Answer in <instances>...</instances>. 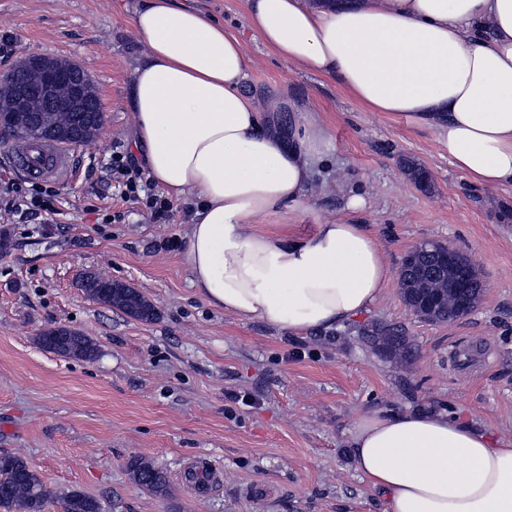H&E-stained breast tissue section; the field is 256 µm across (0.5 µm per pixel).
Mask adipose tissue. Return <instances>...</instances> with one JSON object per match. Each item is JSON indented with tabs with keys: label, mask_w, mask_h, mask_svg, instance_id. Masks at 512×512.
Masks as SVG:
<instances>
[{
	"label": "adipose tissue",
	"mask_w": 512,
	"mask_h": 512,
	"mask_svg": "<svg viewBox=\"0 0 512 512\" xmlns=\"http://www.w3.org/2000/svg\"><path fill=\"white\" fill-rule=\"evenodd\" d=\"M256 37L296 68L333 79L364 111L428 126L473 183L512 186V0H245ZM145 46L130 83L132 147L167 195L196 199L192 284L212 307L292 336L343 325L393 278L366 225L300 234L329 151L319 116L287 133L244 90L247 53L185 0H142ZM352 458L381 512H512V443L448 412L359 418Z\"/></svg>",
	"instance_id": "obj_1"
}]
</instances>
